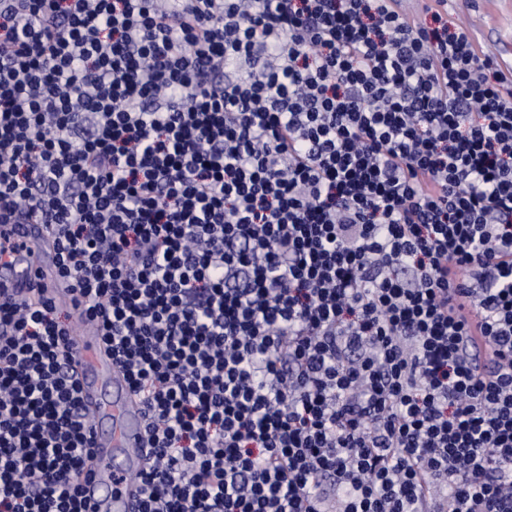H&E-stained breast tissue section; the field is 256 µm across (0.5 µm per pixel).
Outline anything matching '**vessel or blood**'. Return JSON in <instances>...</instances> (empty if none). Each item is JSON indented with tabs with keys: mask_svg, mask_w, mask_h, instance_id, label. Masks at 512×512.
<instances>
[{
	"mask_svg": "<svg viewBox=\"0 0 512 512\" xmlns=\"http://www.w3.org/2000/svg\"><path fill=\"white\" fill-rule=\"evenodd\" d=\"M11 231L27 242L31 251L12 260L0 271V299L30 301L37 299L38 285L55 287L54 252L42 224H15ZM56 289V297L71 302V293ZM81 396L95 412L93 446L97 452L92 477L84 482L87 499L100 512H129L131 489L114 486L112 478L134 476L143 461L131 453L142 443L144 421L139 404L132 397L122 373L112 364L111 355L91 336L81 337L76 349Z\"/></svg>",
	"mask_w": 512,
	"mask_h": 512,
	"instance_id": "1",
	"label": "vessel or blood"
}]
</instances>
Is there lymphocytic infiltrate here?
Returning a JSON list of instances; mask_svg holds the SVG:
<instances>
[{
	"label": "lymphocytic infiltrate",
	"mask_w": 512,
	"mask_h": 512,
	"mask_svg": "<svg viewBox=\"0 0 512 512\" xmlns=\"http://www.w3.org/2000/svg\"><path fill=\"white\" fill-rule=\"evenodd\" d=\"M393 0H0V512H98L74 347L140 404L131 512H512V68ZM16 238L24 240L31 246V252L24 257L12 260L8 268L1 274L2 301H30L37 299L40 294L37 283L48 288H55L59 301L72 303L71 293L55 285L54 251L49 245L50 237L44 224H9Z\"/></svg>",
	"instance_id": "obj_1"
}]
</instances>
